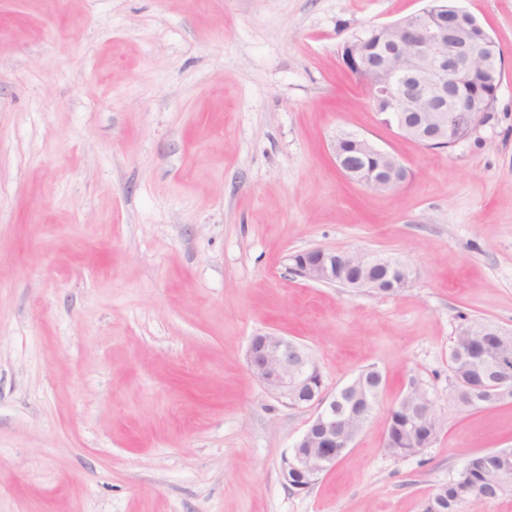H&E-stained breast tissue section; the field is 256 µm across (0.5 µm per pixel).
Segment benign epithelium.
I'll return each instance as SVG.
<instances>
[{"label":"benign epithelium","instance_id":"benign-epithelium-1","mask_svg":"<svg viewBox=\"0 0 512 512\" xmlns=\"http://www.w3.org/2000/svg\"><path fill=\"white\" fill-rule=\"evenodd\" d=\"M458 0H427L417 13L399 21L363 30L347 42L345 52L363 61L367 58V43L373 35L394 47V50L373 62L379 82L369 85L370 98H383L389 105L384 122L399 134L425 147L454 140V133H472L483 121L489 108L476 100H465L456 89L473 82L482 73L494 77L497 70L488 62L494 55L480 53V43L473 29L481 27L477 20L459 28L452 19L463 14ZM358 154H376L388 162L386 176L365 186L375 192H386L407 180L404 165L390 153L375 147L357 134L336 137L333 152L343 174L361 180L359 167L349 163L346 147ZM293 270L301 277L321 284H336V274L344 276L348 288H378L380 281L354 271L362 268L393 269L398 278L391 287L402 289L411 278L410 268L394 258L371 253H341L311 249L292 256ZM474 352L486 364L487 377L474 390H452L449 397L464 408L476 403H497L512 399V360L499 356L493 345L504 332L485 326L476 332ZM247 364L252 375L268 390L294 406L316 407V414L291 451L282 457L280 477L295 490L307 489L336 464L338 453H344L364 427L374 406L365 401L350 412L336 410V401L352 392L348 386L327 393L313 389L319 370L306 348L294 339L276 332L259 334L252 339L247 352ZM407 392L415 396V405L406 407L399 422L387 425L384 441L391 444L396 435H415L421 441L437 436L440 424L432 401L425 391L412 383Z\"/></svg>","mask_w":512,"mask_h":512}]
</instances>
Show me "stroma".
Listing matches in <instances>:
<instances>
[{
    "mask_svg": "<svg viewBox=\"0 0 512 512\" xmlns=\"http://www.w3.org/2000/svg\"><path fill=\"white\" fill-rule=\"evenodd\" d=\"M502 78L469 136L382 123L343 63L425 0H0V512H422L467 453L512 448V401H448L463 319L512 330V0H460ZM408 179L376 193L332 145ZM321 248L401 259L392 295L290 270ZM302 343L324 390L377 367L354 445L309 489L280 462L314 415L250 373L252 336ZM417 382L436 441L394 459ZM347 146H351L358 154L350 153L352 160L364 169V177L375 176L382 168L383 157L388 162L386 176L380 181L367 182L364 185L375 192H386L402 185L407 180V170L404 165L390 153L375 147L368 139L357 134H341L336 137L333 144V152L337 165L343 174L349 178L364 182L361 179V170L358 166L349 163L348 155L345 151ZM360 154V155H359ZM367 154H376L378 156H363Z\"/></svg>",
    "mask_w": 512,
    "mask_h": 512,
    "instance_id": "stroma-1",
    "label": "stroma"
}]
</instances>
